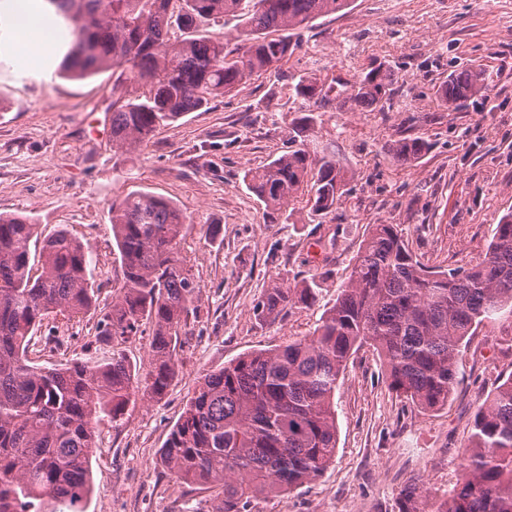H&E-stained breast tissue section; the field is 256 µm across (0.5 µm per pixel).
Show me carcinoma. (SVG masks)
Segmentation results:
<instances>
[{
  "label": "carcinoma",
  "mask_w": 512,
  "mask_h": 512,
  "mask_svg": "<svg viewBox=\"0 0 512 512\" xmlns=\"http://www.w3.org/2000/svg\"><path fill=\"white\" fill-rule=\"evenodd\" d=\"M58 17L55 44L66 49L54 76L85 79L112 70V149L133 152L154 133L215 97L267 72L301 46L317 19L351 0H44ZM244 18L245 43L234 48L204 34L222 16ZM178 30L175 36L172 30ZM476 67L448 75L439 101L459 106L489 89ZM300 97L327 92L300 78ZM392 92L383 63L336 82L352 110H384ZM430 145L404 137L390 147L401 163ZM247 188L283 218L300 195L327 216L346 186L336 155L288 150L248 170ZM121 277L112 303L99 306L93 257L61 226L39 248L31 275L35 225L0 215V512H85L92 492L95 430L117 423L131 403L160 400L176 376L178 329L197 317L200 286L180 257L184 216L148 192L112 208ZM319 286L274 281L253 307L276 320L316 302ZM98 313L94 351L69 364H33L29 348L50 314ZM512 316V213L496 224L484 260L467 270H427L392 224H375L336 302L312 335L244 353L206 373L168 434L161 462L183 482L219 488L206 512H249L258 497H277L322 476L337 447L334 398L351 357L377 353L388 388L427 411L448 405L458 383L464 341L486 320ZM152 328V365L135 372L122 344ZM454 486L427 508L413 482L398 490L397 512H512V375L475 414Z\"/></svg>",
  "instance_id": "obj_1"
}]
</instances>
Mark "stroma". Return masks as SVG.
Masks as SVG:
<instances>
[{"label":"stroma","mask_w":512,"mask_h":512,"mask_svg":"<svg viewBox=\"0 0 512 512\" xmlns=\"http://www.w3.org/2000/svg\"><path fill=\"white\" fill-rule=\"evenodd\" d=\"M391 67L385 111L319 110L293 79H350ZM491 74L487 95L440 107L435 88L453 70ZM112 74L52 77L0 54V213L29 219L38 238L66 226L93 252L100 304L120 276L110 213L133 192L172 201L187 216L180 255L200 286L198 314L182 327L177 374L160 401L103 419L91 459L86 512H205L216 488L189 484L162 466V445L201 376L235 357L307 336L336 300L373 225L392 224L422 265L470 268L485 257L500 218L512 212V0H354L317 19L278 74L255 77L158 130L135 152L112 149ZM309 149L334 152L348 175L331 215L298 199L273 218L244 173L284 154L303 116ZM426 138L418 161L395 162L401 131ZM316 279L314 304L261 321L253 306L271 281ZM96 316H48L29 356L39 365L82 358ZM56 344H49V337ZM512 375V317L480 325L463 344L447 406L427 412L392 393L372 348L350 360L336 391V459L317 480L258 498L250 512H395L400 486L431 496L457 480L477 409Z\"/></svg>","instance_id":"35a3bbf8"}]
</instances>
